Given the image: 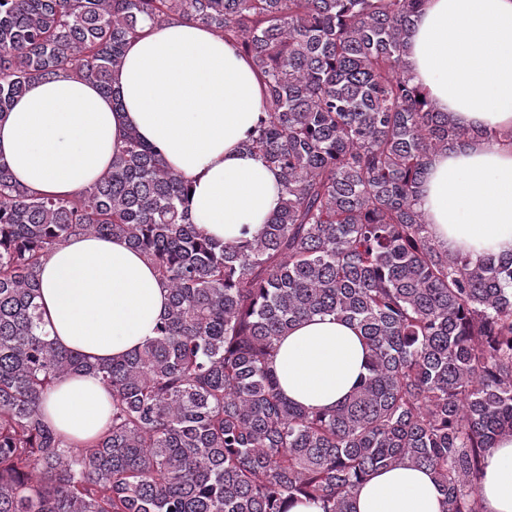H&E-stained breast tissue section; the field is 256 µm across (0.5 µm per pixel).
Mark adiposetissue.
Instances as JSON below:
<instances>
[{"label": "adipose tissue", "mask_w": 512, "mask_h": 512, "mask_svg": "<svg viewBox=\"0 0 512 512\" xmlns=\"http://www.w3.org/2000/svg\"><path fill=\"white\" fill-rule=\"evenodd\" d=\"M406 66L457 126L499 133L431 157L418 205L443 249L478 261L512 253V0H425ZM113 106L91 83L60 74L31 82L0 119V160L31 191L72 197L107 170L125 131L156 146L188 185L195 224L232 242L256 234L280 203L277 170L245 150L264 89L249 58L209 29L183 21L145 27L113 77ZM39 303L57 346L105 362L155 334L167 291L154 267L120 238L71 237L40 269ZM354 326L301 322L282 336L274 370L284 395L309 409L336 406L366 372ZM41 410L74 443L96 437L112 398L91 375L56 383ZM483 512H512V437L487 452L478 486ZM429 470L372 473L353 512H443Z\"/></svg>", "instance_id": "ef3b65f1"}]
</instances>
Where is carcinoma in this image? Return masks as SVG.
I'll return each mask as SVG.
<instances>
[{"label":"carcinoma","instance_id":"1","mask_svg":"<svg viewBox=\"0 0 512 512\" xmlns=\"http://www.w3.org/2000/svg\"><path fill=\"white\" fill-rule=\"evenodd\" d=\"M424 0H0V118L69 70L119 104L112 75L150 23L203 25L264 85L246 150L282 196L241 243L208 238L187 184L130 129L73 198L34 195L0 161V512H352L372 472L429 470L445 512H481L486 451L512 434V254L472 262L435 241L417 193L457 126L406 74ZM118 237L168 293L156 336L94 363L41 327L39 269L76 235ZM360 332L367 373L330 411L280 390L296 324ZM93 374L112 420L75 445L44 421L62 377Z\"/></svg>","mask_w":512,"mask_h":512}]
</instances>
